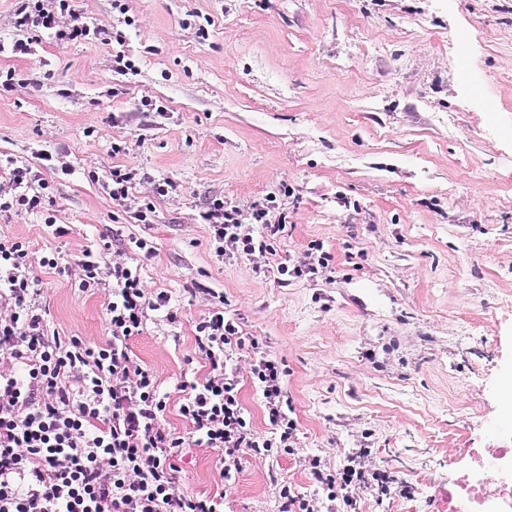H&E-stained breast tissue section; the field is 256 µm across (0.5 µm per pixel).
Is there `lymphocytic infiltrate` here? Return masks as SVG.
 Listing matches in <instances>:
<instances>
[{"mask_svg":"<svg viewBox=\"0 0 512 512\" xmlns=\"http://www.w3.org/2000/svg\"><path fill=\"white\" fill-rule=\"evenodd\" d=\"M15 25L29 38L15 40L11 51L33 52V33L45 31L59 46L107 36L117 50L113 72L125 76L135 64L123 45L126 34H103L87 26L73 0H15ZM0 182V215L45 212L48 182L26 165L6 159ZM138 172L113 167L108 189L113 207L143 224L152 223L150 198L133 199ZM217 256L271 253L286 227L285 215L270 207L256 209L254 227H246L236 207L213 200L203 214ZM28 242L0 239V512H224L223 497L199 498L180 489L175 460L183 448L221 450L220 474L234 481L245 457H279L294 452L297 423L288 415L283 360L259 339L242 336L238 324L216 310L196 326V346L208 361L204 381L189 383L179 413L189 432L171 433L164 425L167 397L150 370L130 355L129 341L141 335L148 312L169 310V297L148 295L138 268L125 262L101 265L91 256L76 260L78 287L109 285L106 314L109 342L86 344L52 328L41 302L42 290L31 279ZM255 355L252 378L262 393L271 436L258 435L238 396V375L229 368L234 352ZM369 451L345 454L336 467L310 462L318 492H279V512H322L326 503L351 506L352 486L374 487L378 496L408 492L409 487L380 469L362 465Z\"/></svg>","mask_w":512,"mask_h":512,"instance_id":"obj_1","label":"lymphocytic infiltrate"}]
</instances>
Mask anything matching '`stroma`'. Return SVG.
Wrapping results in <instances>:
<instances>
[{
	"label": "stroma",
	"mask_w": 512,
	"mask_h": 512,
	"mask_svg": "<svg viewBox=\"0 0 512 512\" xmlns=\"http://www.w3.org/2000/svg\"><path fill=\"white\" fill-rule=\"evenodd\" d=\"M128 5L137 71L122 77L95 39L11 54L15 3L0 0V72L16 78L0 87V155L48 182L66 230L0 216V238L29 242L51 324L107 343L108 292L80 291L73 262L146 240L131 263L177 321L149 312L129 345L169 397L166 428L187 434L179 386L209 371L195 327L213 291L242 335L285 361L297 423L293 454L245 458L230 484L219 450L186 449L181 488L223 495L224 512H279L280 483L313 493L311 459L333 467L365 448L367 466L416 492L380 502L357 487L356 512H448L447 494L472 477L468 449L502 446L493 426L512 421V0ZM44 152L64 153L66 172L46 169ZM116 165L138 170L133 193L152 199L153 223L114 212ZM216 198L246 216L274 201L288 217L275 254L217 257L202 218ZM313 241L331 277L280 274ZM50 253L64 266H42ZM253 362L242 351L231 365L267 435Z\"/></svg>",
	"instance_id": "stroma-1"
}]
</instances>
